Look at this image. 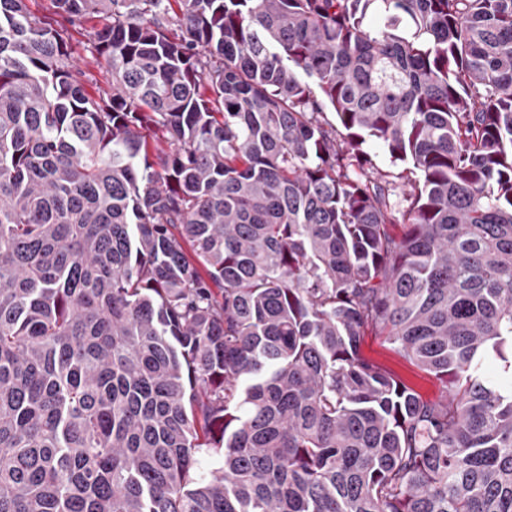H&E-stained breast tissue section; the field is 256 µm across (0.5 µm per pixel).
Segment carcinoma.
I'll return each mask as SVG.
<instances>
[{"mask_svg":"<svg viewBox=\"0 0 512 512\" xmlns=\"http://www.w3.org/2000/svg\"><path fill=\"white\" fill-rule=\"evenodd\" d=\"M53 3L0 0V512H512V0ZM100 24L96 19L84 20L76 29L72 31L74 57L78 68L86 71L92 77L93 84L88 83L87 89L90 93H96L98 89L109 91L112 83V76L106 69L100 68L91 58V55L84 50L87 44L88 33L93 28H99ZM362 355L403 378L422 394L437 398L444 392L443 384L406 361L397 351V346L388 342L384 336H374L369 332L361 344Z\"/></svg>","mask_w":512,"mask_h":512,"instance_id":"carcinoma-1","label":"carcinoma"}]
</instances>
